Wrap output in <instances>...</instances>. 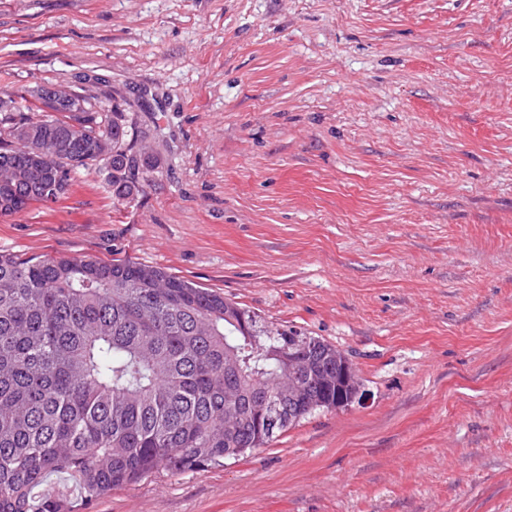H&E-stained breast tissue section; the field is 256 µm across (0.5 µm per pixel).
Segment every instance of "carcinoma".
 Listing matches in <instances>:
<instances>
[{
    "instance_id": "cac0c4a2",
    "label": "carcinoma",
    "mask_w": 512,
    "mask_h": 512,
    "mask_svg": "<svg viewBox=\"0 0 512 512\" xmlns=\"http://www.w3.org/2000/svg\"><path fill=\"white\" fill-rule=\"evenodd\" d=\"M80 100L0 97V168L15 175L0 186V217L60 200L72 173L102 156L114 200L146 181L142 132L118 106ZM43 143L57 151L38 170L31 155ZM293 334L160 267L0 253V512H81L156 471L218 465L316 410L352 404L348 358L310 335L300 360L316 368L318 388L288 401L273 430L255 415V400L275 396ZM54 472L72 485L47 486Z\"/></svg>"
}]
</instances>
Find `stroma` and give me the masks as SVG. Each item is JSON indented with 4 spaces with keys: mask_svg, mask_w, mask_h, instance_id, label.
Listing matches in <instances>:
<instances>
[{
    "mask_svg": "<svg viewBox=\"0 0 512 512\" xmlns=\"http://www.w3.org/2000/svg\"><path fill=\"white\" fill-rule=\"evenodd\" d=\"M124 101L153 173L0 217L342 350L365 394L88 512H512V0H0V90Z\"/></svg>",
    "mask_w": 512,
    "mask_h": 512,
    "instance_id": "1",
    "label": "stroma"
}]
</instances>
